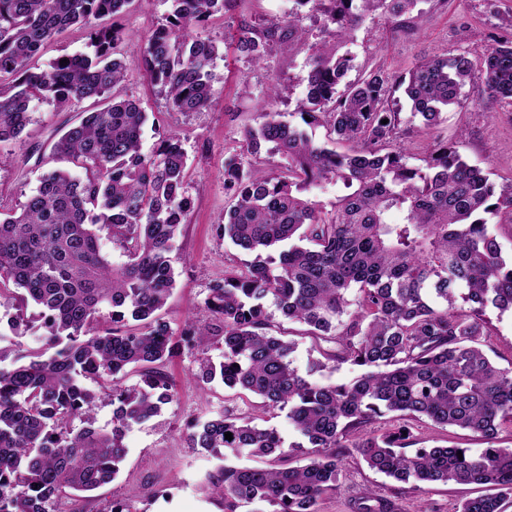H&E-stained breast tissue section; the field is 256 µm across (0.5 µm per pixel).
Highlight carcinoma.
Masks as SVG:
<instances>
[{
  "mask_svg": "<svg viewBox=\"0 0 512 512\" xmlns=\"http://www.w3.org/2000/svg\"><path fill=\"white\" fill-rule=\"evenodd\" d=\"M134 0H0V144L17 139L33 104L51 100L95 108L53 144L73 170H51L20 212L0 218V325L44 329L41 344L0 341V512H55L59 502L98 490L116 478L132 425L171 402L163 371L175 348L170 322L159 315L175 288L172 252L193 200L180 134H165L142 151L148 113L129 98L109 96L133 67L164 92L172 112L212 105L217 45L193 35L228 10L231 0H170L167 24L135 54L118 49L116 20ZM310 6L323 37L309 41L298 20L238 25L236 53L254 66L273 49L308 50L304 124L326 126L339 152L315 143L278 113L244 134L241 153L224 158L229 206L221 236L254 260L224 269L205 299L214 322L187 319L180 335L197 350V378L220 381L260 399L253 412L219 411L191 427L188 441L220 461L208 474L224 512L267 503L273 512H319L336 492L340 449L386 412L468 430L489 443L512 426V366L484 350L486 309L512 310V260L502 255L488 217L512 224V175L498 181L468 164L453 143L425 147L422 165L403 136L437 125L462 90L481 78V102L512 106V35L492 38L480 56L462 46L424 59L394 76L379 67L351 81V32L372 13L405 31L418 28L421 0H295ZM74 25L88 30L93 55H67L47 69L32 66L47 41ZM403 91L405 116L394 103ZM387 123H382V120ZM288 165L257 166L262 152ZM344 193L330 208L315 196ZM393 212L403 215L392 222ZM109 238L127 260L102 251ZM111 308L112 326L97 328ZM331 344L335 371H366L349 383L320 381L326 364L307 374L293 366L294 343L273 331L274 312ZM222 359L208 355L212 341ZM141 382L123 383L129 368ZM100 382V392L84 381ZM112 404V426H94L95 409ZM286 412L302 441L284 446L260 414ZM83 423L75 429L74 420ZM401 426L359 440L367 465L413 488L483 485L492 493L464 501L458 512H502L512 496V448H419L403 452ZM232 439H225V433ZM303 462L290 465L295 452ZM270 457L268 467L239 461Z\"/></svg>",
  "mask_w": 512,
  "mask_h": 512,
  "instance_id": "carcinoma-1",
  "label": "carcinoma"
}]
</instances>
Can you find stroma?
Segmentation results:
<instances>
[{"label": "stroma", "instance_id": "obj_1", "mask_svg": "<svg viewBox=\"0 0 512 512\" xmlns=\"http://www.w3.org/2000/svg\"><path fill=\"white\" fill-rule=\"evenodd\" d=\"M420 8V27L410 35L396 30L384 14L367 16L347 45L357 64L378 66L398 76L421 58L459 45L482 51L488 33L512 14V0H451L445 7L422 0ZM294 10L299 11L312 40H320L319 21L308 10H297L294 0H232L224 19L198 29L197 34L223 45L226 37L234 35L239 20H276ZM169 12L168 0H134L119 21L123 47L130 52L138 50ZM307 70L303 52L290 58L272 52L264 66L256 68L233 48L225 47L214 63L211 108L187 117L168 111L160 89L151 86L139 71H130L126 82L115 88L116 96L136 99L145 112L159 117L157 123L144 127V151H151L162 134L175 129L181 133L188 155V192L194 207L170 255L176 285L163 315L172 328H179L188 318L211 321L204 305L210 284L223 279L226 266L246 260L245 251L217 231L227 204L224 157L241 151L245 130L261 122L265 112H278L282 121L302 125L297 102L306 90ZM275 78L287 85L288 92L273 103L266 89ZM463 96V105L447 112L430 134L414 136V157H421L430 139L450 140L470 164L502 177L512 175V114L480 110V84L466 86ZM81 110L78 104L37 103L22 136L0 145V212L19 208L41 175L56 167L52 145ZM485 318L490 330L486 347L490 359L502 367L512 365V311L490 309ZM197 370L196 352L176 345L166 365L175 392L172 402L163 405L158 415L131 427L125 438L127 455L117 478L95 498L82 501L83 512H106L112 501L125 499L135 500L139 512H223L205 486V477L217 461L205 451L190 448L187 435L192 424L210 413L226 409L245 414L250 405L232 398L219 382L203 384L196 377ZM409 428L416 449L443 446L478 452L486 446L468 431L437 427L427 420L410 422ZM368 489L382 502L391 503L390 512H456L464 499L482 493L480 486L458 484L412 491L370 470L358 450L348 447L342 451L339 488L321 500L319 510L355 512Z\"/></svg>", "mask_w": 512, "mask_h": 512}]
</instances>
